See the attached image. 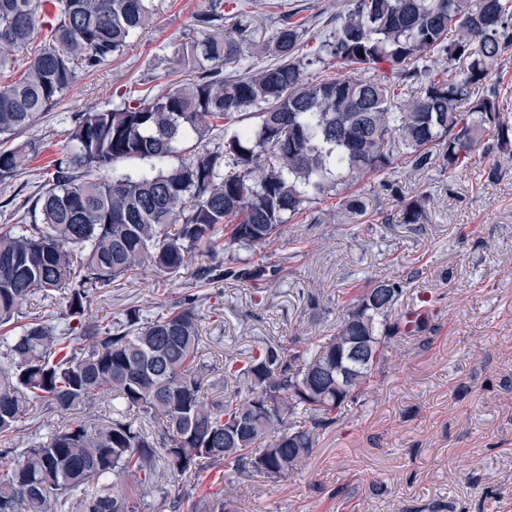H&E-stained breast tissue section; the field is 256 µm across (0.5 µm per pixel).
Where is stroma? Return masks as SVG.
<instances>
[{
    "mask_svg": "<svg viewBox=\"0 0 512 512\" xmlns=\"http://www.w3.org/2000/svg\"><path fill=\"white\" fill-rule=\"evenodd\" d=\"M349 0H254L247 35L262 44L280 11L307 19L306 40L329 27ZM153 28L111 65L82 76L53 110L28 130L41 154L9 186L0 203L40 190L48 166L67 145L71 117L104 107L149 86L161 91L177 78V52L204 34L193 16L209 0H157ZM493 183L478 169L448 176L397 169L393 187L365 177L352 190L326 189L273 242L236 248L258 265L280 264L282 276L263 286L227 282L203 287L188 275L169 278L141 269L120 286L97 292L92 320L139 307L153 319L199 294L201 312L219 321L202 332V359L221 368L272 343L322 342L354 286L374 274L400 279L403 317L420 294L435 312L426 330L391 341L370 393L346 406L323 431L312 456L282 479L236 477L223 464L198 475L164 478L145 490L142 512H172L173 501L199 503L235 478L239 512H512V155L499 154ZM359 195L365 213L347 209ZM427 193L425 220L402 223L405 201ZM361 230L366 247L352 238Z\"/></svg>",
    "mask_w": 512,
    "mask_h": 512,
    "instance_id": "obj_1",
    "label": "stroma"
}]
</instances>
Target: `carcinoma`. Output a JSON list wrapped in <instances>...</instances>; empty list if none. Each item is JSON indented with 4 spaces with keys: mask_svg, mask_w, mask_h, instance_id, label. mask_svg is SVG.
<instances>
[{
    "mask_svg": "<svg viewBox=\"0 0 512 512\" xmlns=\"http://www.w3.org/2000/svg\"><path fill=\"white\" fill-rule=\"evenodd\" d=\"M46 0H0V143L17 139L79 78L109 65L155 22L154 0H53L47 35L33 56L14 57L38 33ZM193 16L209 32L182 48L192 77L151 97L74 115L47 188L20 222L0 231V436L33 410L72 414L112 395L99 426L71 420L24 448L0 471V512H52L80 493V512H138L143 489L163 474L198 473L229 460L238 473L285 478L312 455L320 433L367 393L384 347L401 334L389 313L402 281L374 276L342 306L334 331L311 348L265 345L224 361L236 389L221 401L205 390L214 369L200 358L204 322L188 294L148 320L129 307L109 322L86 320L91 297L153 267L218 286L258 284L277 269L224 260L226 246L265 245L330 183L351 186L409 171L453 175L478 154L512 152L486 80L512 44V0H352L336 25L298 54L306 21L283 13L258 65L241 35L224 33V6ZM463 62L454 80L431 62ZM345 74L309 79L324 65ZM233 67L238 74H224ZM410 88L413 98L393 103ZM406 152L397 157L395 144ZM40 152L26 140L0 149L9 184ZM424 196L401 210L423 220ZM63 301L64 330L27 312ZM158 424L150 430L142 421ZM203 512H235L229 495Z\"/></svg>",
    "mask_w": 512,
    "mask_h": 512,
    "instance_id": "obj_1",
    "label": "carcinoma"
}]
</instances>
